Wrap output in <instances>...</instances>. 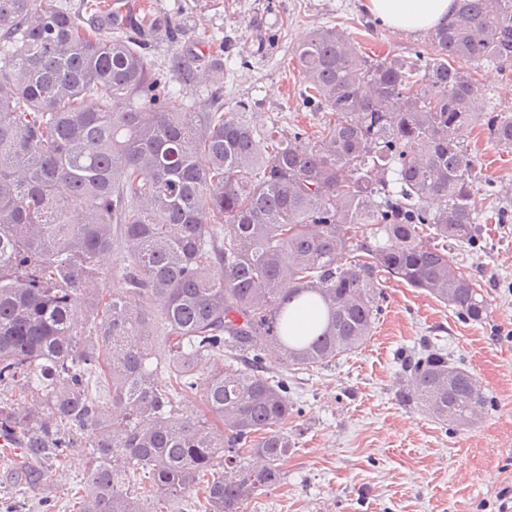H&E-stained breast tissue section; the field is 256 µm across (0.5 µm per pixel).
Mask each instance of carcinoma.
<instances>
[{
    "label": "carcinoma",
    "mask_w": 512,
    "mask_h": 512,
    "mask_svg": "<svg viewBox=\"0 0 512 512\" xmlns=\"http://www.w3.org/2000/svg\"><path fill=\"white\" fill-rule=\"evenodd\" d=\"M432 41L372 57L314 29L293 54L319 134H258L218 93L171 111L115 21L88 29L43 0H0V447L19 451L25 484L83 432L96 466L76 512H181L199 490L205 512H243L295 447L274 375L365 345L379 280L485 319L483 289L452 259L482 223L458 132L483 125L512 148V114L486 111L473 76L512 67V0H455ZM109 252L123 287L106 297ZM307 294L326 311L309 338L288 322ZM216 355L237 365H212L208 416H182L198 361ZM404 368L407 397L452 429L489 406L438 348Z\"/></svg>",
    "instance_id": "obj_1"
}]
</instances>
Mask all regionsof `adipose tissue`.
Masks as SVG:
<instances>
[{
  "label": "adipose tissue",
  "instance_id": "obj_1",
  "mask_svg": "<svg viewBox=\"0 0 512 512\" xmlns=\"http://www.w3.org/2000/svg\"><path fill=\"white\" fill-rule=\"evenodd\" d=\"M362 6L380 25L410 35L447 24L454 0H363Z\"/></svg>",
  "mask_w": 512,
  "mask_h": 512
}]
</instances>
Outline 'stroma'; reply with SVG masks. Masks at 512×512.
Listing matches in <instances>:
<instances>
[{
    "mask_svg": "<svg viewBox=\"0 0 512 512\" xmlns=\"http://www.w3.org/2000/svg\"><path fill=\"white\" fill-rule=\"evenodd\" d=\"M158 26L139 44L156 69L180 57L192 85L173 84V107L188 109L222 89L225 108L247 105L258 131L319 128L301 102L293 49L314 28L346 31L367 52H431L427 35L377 24L361 0H139ZM474 77L488 109L512 113V68L482 65ZM461 138L481 162L483 182L512 196V149L481 126ZM487 298L483 322L459 320L428 293L383 282L370 341L335 363L288 372L294 412L285 428L295 446L280 484L257 492L245 512H498L512 493V222L483 227L479 250L454 252ZM443 349L473 374L490 399L482 419L452 430L408 401L403 356ZM92 465L89 437L72 438L65 463L41 484H21L16 458L0 453V512H70Z\"/></svg>",
    "mask_w": 512,
    "mask_h": 512,
    "instance_id": "35a3bbf8",
    "label": "stroma"
}]
</instances>
